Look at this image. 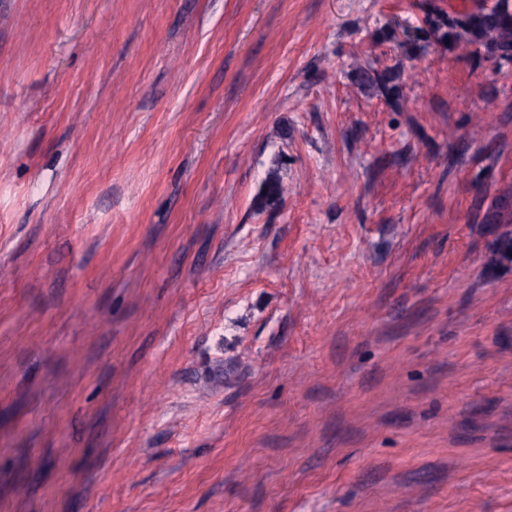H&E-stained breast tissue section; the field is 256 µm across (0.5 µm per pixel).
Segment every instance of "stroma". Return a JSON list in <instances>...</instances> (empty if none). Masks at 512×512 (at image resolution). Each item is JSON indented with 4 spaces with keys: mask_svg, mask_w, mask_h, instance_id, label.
<instances>
[{
    "mask_svg": "<svg viewBox=\"0 0 512 512\" xmlns=\"http://www.w3.org/2000/svg\"><path fill=\"white\" fill-rule=\"evenodd\" d=\"M472 8L0 0V512H512Z\"/></svg>",
    "mask_w": 512,
    "mask_h": 512,
    "instance_id": "1",
    "label": "stroma"
}]
</instances>
